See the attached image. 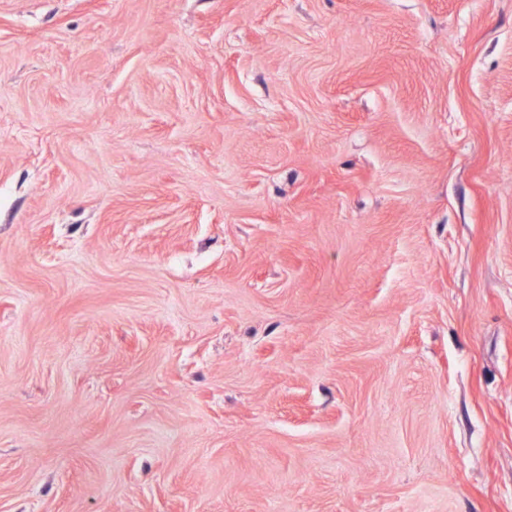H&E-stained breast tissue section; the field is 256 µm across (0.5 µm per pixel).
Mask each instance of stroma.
<instances>
[{"instance_id": "35a3bbf8", "label": "stroma", "mask_w": 512, "mask_h": 512, "mask_svg": "<svg viewBox=\"0 0 512 512\" xmlns=\"http://www.w3.org/2000/svg\"><path fill=\"white\" fill-rule=\"evenodd\" d=\"M0 512H512V0H0Z\"/></svg>"}]
</instances>
